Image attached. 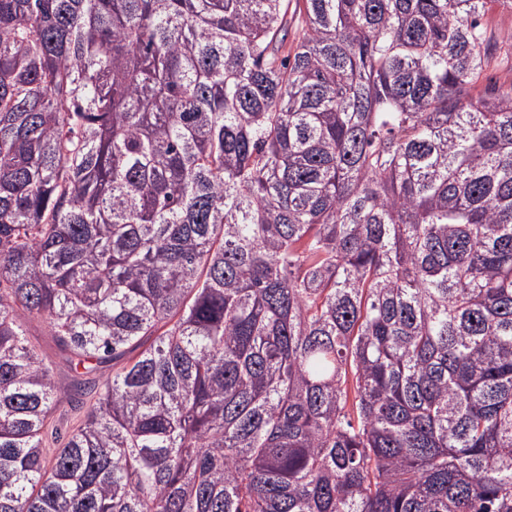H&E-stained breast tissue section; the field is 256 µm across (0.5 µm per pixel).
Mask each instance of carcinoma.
<instances>
[{"label":"carcinoma","instance_id":"cac0c4a2","mask_svg":"<svg viewBox=\"0 0 512 512\" xmlns=\"http://www.w3.org/2000/svg\"><path fill=\"white\" fill-rule=\"evenodd\" d=\"M495 6L0 0V512H512ZM27 334L29 340L36 347L38 352L46 357V362L52 367L56 381L63 387H66L70 383V373L57 355V351L50 336H48L45 325L39 322H32L28 326ZM82 415V412L74 410L71 403L64 399L54 414L55 422L52 424V427L58 425V428H60L58 430L59 434H55L54 430L51 435V427L45 438V447L61 448L66 442L69 432L79 424Z\"/></svg>","mask_w":512,"mask_h":512}]
</instances>
